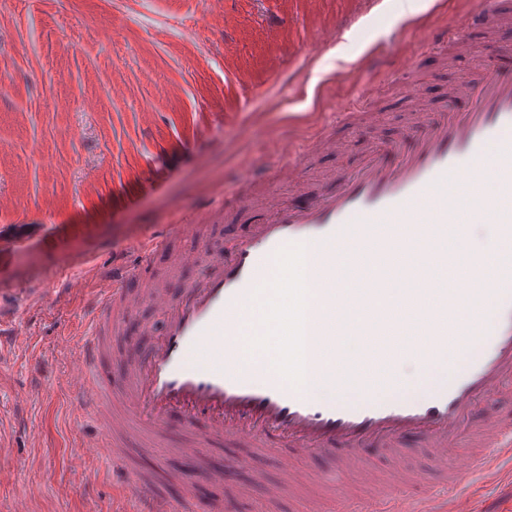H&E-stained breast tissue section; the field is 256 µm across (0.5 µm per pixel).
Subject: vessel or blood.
Returning a JSON list of instances; mask_svg holds the SVG:
<instances>
[{
	"instance_id": "obj_1",
	"label": "vessel or blood",
	"mask_w": 512,
	"mask_h": 512,
	"mask_svg": "<svg viewBox=\"0 0 512 512\" xmlns=\"http://www.w3.org/2000/svg\"><path fill=\"white\" fill-rule=\"evenodd\" d=\"M509 12L512 0H498L450 21L435 41L458 48L471 32L505 23ZM458 94L469 108L422 121L401 158L375 151L314 203L281 204L248 235L231 239L211 273L178 296L156 294L163 331L132 349L117 392L104 369L112 356L109 336L123 325L113 311L129 300L125 285L174 236L199 227L169 225L138 242L137 263L113 261L92 295L72 399L96 423L103 457L128 466L130 432L160 439L176 420L187 439L185 457H199L222 440L332 462L333 480L287 462L283 479L266 487L265 512H276L292 489L312 485L328 496L309 512H327L328 502L350 501L352 477L361 482L363 512H459L448 494L465 479L448 467V450L458 444L497 476L500 461L512 460V412H487L490 401L512 399V278L495 264L512 249V162L503 152L512 135V75L487 69ZM465 223L492 227L478 261L440 256L449 228ZM293 252L310 262L308 359L329 389L325 395L287 386L237 351V337L272 335L259 293L276 282L272 258ZM340 253L355 262L357 283L342 298L333 273ZM344 330L358 347L350 363L332 343ZM406 355L422 366L447 363L448 370L426 391L404 393L388 370ZM410 445L428 450L436 479L399 465L377 481L370 451L398 459ZM129 474L132 512H191L189 501L161 491L156 471L130 468Z\"/></svg>"
}]
</instances>
